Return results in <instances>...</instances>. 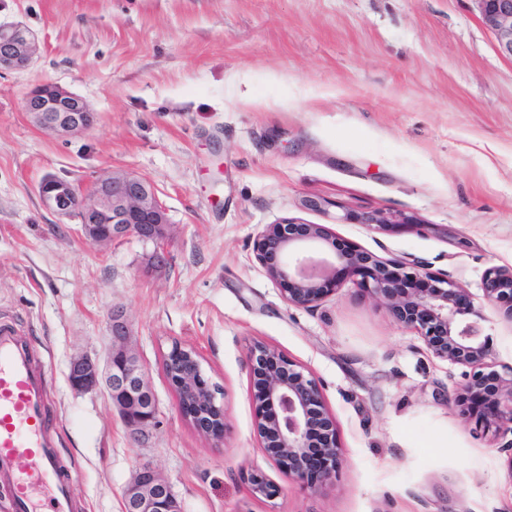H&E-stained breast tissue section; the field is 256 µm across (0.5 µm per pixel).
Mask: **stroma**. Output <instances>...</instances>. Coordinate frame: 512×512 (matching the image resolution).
Instances as JSON below:
<instances>
[{
    "label": "stroma",
    "mask_w": 512,
    "mask_h": 512,
    "mask_svg": "<svg viewBox=\"0 0 512 512\" xmlns=\"http://www.w3.org/2000/svg\"><path fill=\"white\" fill-rule=\"evenodd\" d=\"M12 22L40 54L0 73V320L44 376L77 512H122L146 463L181 512H512V456L448 403L461 367L352 282L287 305L253 252L264 225L291 217L327 225L337 246L427 264L464 289L460 317L480 322L497 370L512 366V321L482 292L488 268L512 269V59L475 0H0ZM45 81L84 98L93 128L35 126L23 99ZM111 172L156 186L164 265L134 237L91 244L38 196L48 175L84 188ZM369 211L392 225L359 224ZM113 309L157 403L137 441L105 387L68 381L73 359H104ZM175 341L219 388L222 446L179 412L162 367ZM257 342L320 382L343 450L333 484L265 456L248 397ZM255 471L274 497L252 493Z\"/></svg>",
    "instance_id": "1"
}]
</instances>
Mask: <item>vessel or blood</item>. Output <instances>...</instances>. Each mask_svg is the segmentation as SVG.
Here are the masks:
<instances>
[{
  "instance_id": "vessel-or-blood-1",
  "label": "vessel or blood",
  "mask_w": 512,
  "mask_h": 512,
  "mask_svg": "<svg viewBox=\"0 0 512 512\" xmlns=\"http://www.w3.org/2000/svg\"><path fill=\"white\" fill-rule=\"evenodd\" d=\"M12 324L0 322V484L15 512H38L33 489L49 493L48 512H74L58 451L47 435L44 379L19 346ZM30 461L21 469L20 461Z\"/></svg>"
}]
</instances>
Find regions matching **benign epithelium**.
<instances>
[{
  "label": "benign epithelium",
  "instance_id": "1",
  "mask_svg": "<svg viewBox=\"0 0 512 512\" xmlns=\"http://www.w3.org/2000/svg\"><path fill=\"white\" fill-rule=\"evenodd\" d=\"M483 24L494 35L498 52L512 58V0H475ZM39 53L35 36L19 23L0 24V72L24 71ZM23 107L32 121L60 137L79 136L90 129L96 114L80 96L53 83L31 89ZM43 206L60 217L79 220L82 236L99 245L134 236L154 246L152 260H164L169 221L153 183L131 174L97 178L81 192L53 175L38 185ZM318 247L331 259L315 261L306 251ZM254 253L268 276L281 285L284 301L312 308L342 288L336 269L354 285L385 303L395 319L423 338L432 355L464 368L453 404L460 415L482 427L493 426L501 437L512 436V367L494 369L492 349L481 326L457 318L463 289L415 263L385 259L362 249H339L324 224L283 218L267 224L254 240ZM484 298L503 309L512 321V270L488 269L482 283ZM111 344L106 356L107 386L129 437L137 441L155 424L157 408L147 374L128 347L129 327L120 311L109 314ZM169 353L181 357L183 368L168 378L182 417L214 441L224 439V410L215 400V384L206 374L198 352L179 342ZM252 374L249 398L259 412L257 430L262 448L279 471L313 486L336 481L342 449L336 421L324 403L315 377L281 352L262 343L248 352ZM100 370L88 357L75 359L69 383L91 390ZM255 494L271 498L275 485L262 473L248 476ZM123 512H181L169 483L146 464L123 492Z\"/></svg>",
  "mask_w": 512,
  "mask_h": 512
}]
</instances>
